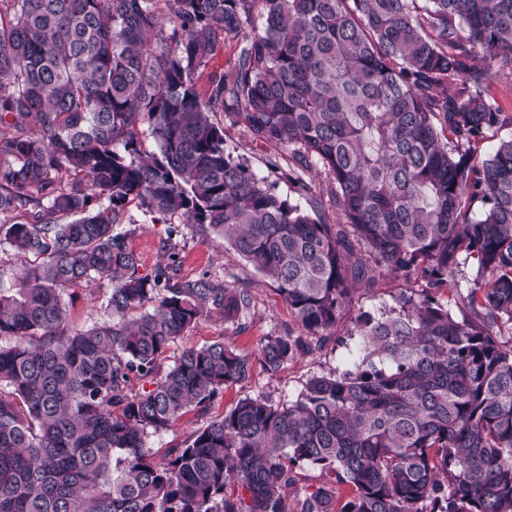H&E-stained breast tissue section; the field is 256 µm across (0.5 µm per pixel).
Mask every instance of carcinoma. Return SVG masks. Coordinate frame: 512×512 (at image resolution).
<instances>
[{
  "mask_svg": "<svg viewBox=\"0 0 512 512\" xmlns=\"http://www.w3.org/2000/svg\"><path fill=\"white\" fill-rule=\"evenodd\" d=\"M504 74L512 0H0V237L19 263L0 287V512H512V135L480 152L512 127L489 94ZM220 113L300 196L324 176L338 222L233 155ZM131 202L167 225L151 272L118 229ZM175 216L232 245L306 336L161 370L252 301L177 278ZM383 275L400 291L356 316L349 368L148 445L254 362L274 376L339 341ZM92 282L107 318L65 328V291ZM306 468L324 481L292 509ZM397 282L390 278L381 280L380 285L373 292H365L359 290L353 299L350 310L344 311L338 319L336 325L337 336H343L348 343L349 337L354 331V317L359 310L369 311L371 313H379L383 309L393 305L392 296L398 290Z\"/></svg>",
  "mask_w": 512,
  "mask_h": 512,
  "instance_id": "obj_1",
  "label": "carcinoma"
}]
</instances>
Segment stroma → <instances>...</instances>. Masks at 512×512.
<instances>
[{
    "label": "stroma",
    "instance_id": "stroma-1",
    "mask_svg": "<svg viewBox=\"0 0 512 512\" xmlns=\"http://www.w3.org/2000/svg\"><path fill=\"white\" fill-rule=\"evenodd\" d=\"M224 140L233 154L247 155L260 174L277 182L279 192L295 196L294 186L281 180L279 173L268 171L264 163V150L250 147L239 128L225 126ZM122 226L136 230L132 244L140 257L143 271H152L158 264L164 263L165 256L160 249V241L164 237L163 225L146 223L140 209L132 204L126 209ZM176 251L179 260L178 277L192 278L208 273L232 286L249 289L253 303L236 320L224 319L217 313L203 318L171 346L168 358L178 357L183 349L200 348L216 341L224 342L236 351L252 353L264 337L282 334L288 327L294 326V317L287 303L222 238L198 226L186 224L176 239ZM396 290V282L385 278L372 292L358 291L350 310L344 311L338 319L337 335L347 337L353 333L357 311L377 313L391 306ZM106 300V287L96 283L68 289L65 301L69 325L82 327L103 320L106 316ZM346 357L345 348L331 342L321 351L296 358L275 376L269 375L261 366H254L247 381L225 388L213 399L206 412L190 411L172 431L150 437L149 445L159 451L181 445L194 430L221 418L225 411L246 396L259 394L275 403L295 399L308 377L345 369Z\"/></svg>",
    "mask_w": 512,
    "mask_h": 512
}]
</instances>
